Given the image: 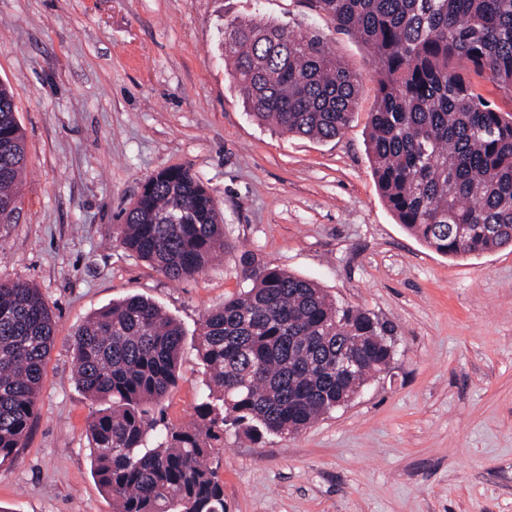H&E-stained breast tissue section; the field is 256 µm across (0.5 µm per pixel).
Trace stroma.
<instances>
[{"instance_id": "obj_1", "label": "stroma", "mask_w": 512, "mask_h": 512, "mask_svg": "<svg viewBox=\"0 0 512 512\" xmlns=\"http://www.w3.org/2000/svg\"><path fill=\"white\" fill-rule=\"evenodd\" d=\"M323 37L357 75L329 141L257 121L224 64L230 19ZM0 82L25 135L0 281L36 288L56 322L27 444L0 465V512H112L92 473L73 334L131 295L185 331L166 422L194 423L204 315L246 285L244 258L316 282L394 328L396 354L347 405L298 433L226 434V512H512V245L450 258L386 205L366 150L367 45L312 0H0ZM184 166L224 214L229 249L173 281L120 242L157 171Z\"/></svg>"}]
</instances>
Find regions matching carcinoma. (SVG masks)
Masks as SVG:
<instances>
[{
    "instance_id": "carcinoma-1",
    "label": "carcinoma",
    "mask_w": 512,
    "mask_h": 512,
    "mask_svg": "<svg viewBox=\"0 0 512 512\" xmlns=\"http://www.w3.org/2000/svg\"><path fill=\"white\" fill-rule=\"evenodd\" d=\"M336 28L374 52L377 99L368 152L399 222L436 252L463 256L512 244V113L477 92L489 74L512 94V0H315ZM224 59L250 114L278 130L336 138L358 97L356 75L311 32L276 23L224 25ZM26 167L14 96L0 83V224L18 214ZM122 244L171 280L201 273L230 248L214 197L186 167L158 171L124 213ZM248 288L205 316L198 351L208 376L188 427L158 429L154 411L177 384L183 331L133 296L74 333L73 375L93 402V474L114 512H225L212 458L224 434L298 432L347 402L394 356L392 332L336 304L313 281L245 260ZM51 310L23 281L0 282V463L26 447ZM360 357L355 378L336 353Z\"/></svg>"
}]
</instances>
